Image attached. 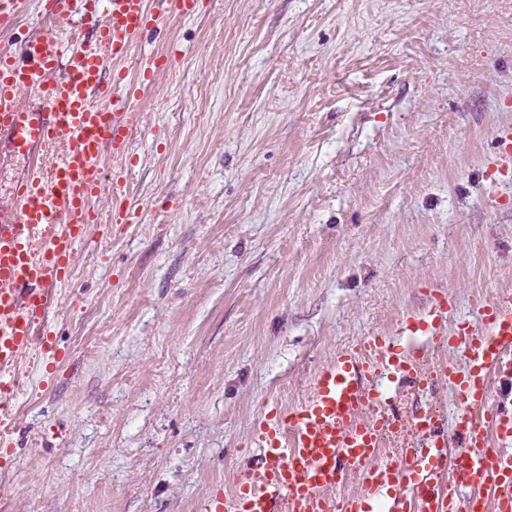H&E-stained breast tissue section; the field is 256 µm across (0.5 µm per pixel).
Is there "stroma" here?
Masks as SVG:
<instances>
[{"instance_id":"35a3bbf8","label":"stroma","mask_w":512,"mask_h":512,"mask_svg":"<svg viewBox=\"0 0 512 512\" xmlns=\"http://www.w3.org/2000/svg\"><path fill=\"white\" fill-rule=\"evenodd\" d=\"M138 43L176 47L126 104L135 218L78 246L55 371L0 458V512H200L232 490L264 412L365 336L512 290V0H209ZM27 0L0 48L50 28ZM57 152H0L15 179Z\"/></svg>"}]
</instances>
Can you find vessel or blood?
Instances as JSON below:
<instances>
[{"mask_svg": "<svg viewBox=\"0 0 512 512\" xmlns=\"http://www.w3.org/2000/svg\"><path fill=\"white\" fill-rule=\"evenodd\" d=\"M44 14L79 18L95 42L63 43L52 31L20 53L0 51V137L31 154L63 147L46 172L29 170L14 187L17 206L0 212V445L10 446L26 388L21 358L50 349L57 290L78 261L86 227L98 223L93 200L105 188L104 156L126 160L134 125L123 106L124 63L156 18L148 0H40ZM37 94V108L22 104ZM453 304L430 294L427 308L393 333L367 336L318 370L308 397L272 405L258 425L252 466L232 493L216 490L205 512H512V292L477 304V321L449 320ZM459 349L465 364L434 361ZM421 393L410 415L392 411L381 378ZM459 401L454 431L433 398L437 384ZM371 410L373 420L362 418ZM456 454H449V447ZM363 471L367 496L340 489Z\"/></svg>", "mask_w": 512, "mask_h": 512, "instance_id": "b4317fda", "label": "vessel or blood"}]
</instances>
